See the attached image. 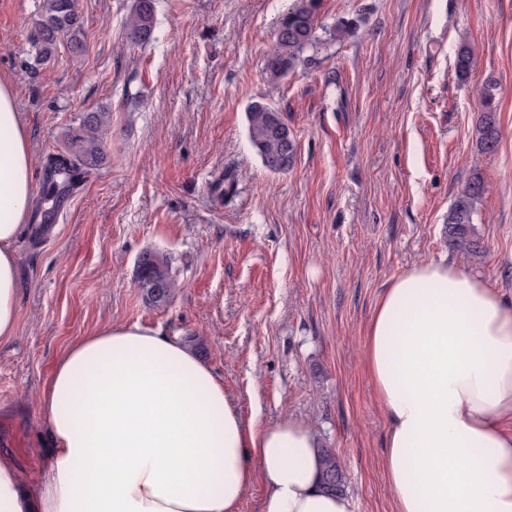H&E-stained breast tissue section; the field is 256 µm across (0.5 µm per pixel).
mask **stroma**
Returning <instances> with one entry per match:
<instances>
[{"instance_id": "obj_1", "label": "stroma", "mask_w": 512, "mask_h": 512, "mask_svg": "<svg viewBox=\"0 0 512 512\" xmlns=\"http://www.w3.org/2000/svg\"><path fill=\"white\" fill-rule=\"evenodd\" d=\"M40 0H0V77L11 80L41 198L51 155L83 113L107 110L106 163L56 219L17 245L16 335L0 342V448L32 481L45 427L37 401L74 340L112 324L162 327L223 378L244 419L306 422L333 449L355 512H394L381 468L387 418L366 370L384 288L421 261L453 259L512 299V0H320L318 23L356 35L270 81L265 61L287 0H157L152 41L129 44L135 0H80L87 49L58 44L35 65ZM468 36L474 67L453 56ZM496 88L500 142L476 122ZM278 108L297 153L267 171L252 148V102ZM237 188L213 184L224 169ZM486 191L470 258L446 221L473 175ZM165 256L178 288L148 301L139 258ZM494 86L489 84L483 90V108L478 117L480 148L484 153H493L500 142V130L497 111L493 105Z\"/></svg>"}]
</instances>
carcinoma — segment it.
<instances>
[{
  "mask_svg": "<svg viewBox=\"0 0 512 512\" xmlns=\"http://www.w3.org/2000/svg\"><path fill=\"white\" fill-rule=\"evenodd\" d=\"M320 0H293L276 23L274 48L266 61L269 77L280 80L296 69L302 55L322 49L327 41H339L355 33L353 20H341L328 31V38L318 33L317 11ZM39 18L30 31L29 39L38 61L49 58L56 46L66 42L71 53L81 54L85 49L84 22L78 0H43L38 5ZM156 25V0H136V4L125 20L127 38L134 44L153 39ZM474 66V52L469 41H459L455 67L462 76H467ZM494 86L483 90V108L478 117L480 148L485 153L497 150L500 130L495 106ZM109 114L101 110L88 112L78 126L67 134V150L51 157L49 179L40 204L45 206L44 216L55 215L62 195L73 190L84 169L103 164L107 158L102 138V128L109 123ZM249 136L252 146L265 169L271 173L287 171L295 161L297 145L288 123L275 107L262 102L251 103L247 112ZM485 184L476 173L457 195L448 214V242L456 251L478 257L483 246L474 232L473 214L475 205L482 197ZM136 280L148 300L154 303L169 301L178 288L167 258L155 253L143 254L137 263ZM323 467L322 483L333 492L343 491L344 472L340 460L330 448L321 449Z\"/></svg>",
  "mask_w": 512,
  "mask_h": 512,
  "instance_id": "obj_1",
  "label": "carcinoma"
}]
</instances>
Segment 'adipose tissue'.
<instances>
[{"instance_id":"ef3b65f1","label":"adipose tissue","mask_w":512,"mask_h":512,"mask_svg":"<svg viewBox=\"0 0 512 512\" xmlns=\"http://www.w3.org/2000/svg\"><path fill=\"white\" fill-rule=\"evenodd\" d=\"M34 159L0 80V342L19 320L16 244ZM366 361L388 420L383 468L395 512H512V300L454 261L414 265L384 289ZM40 475L0 451V512H354L321 483L302 420H244L223 380L177 337L137 323L67 346L44 388Z\"/></svg>"}]
</instances>
